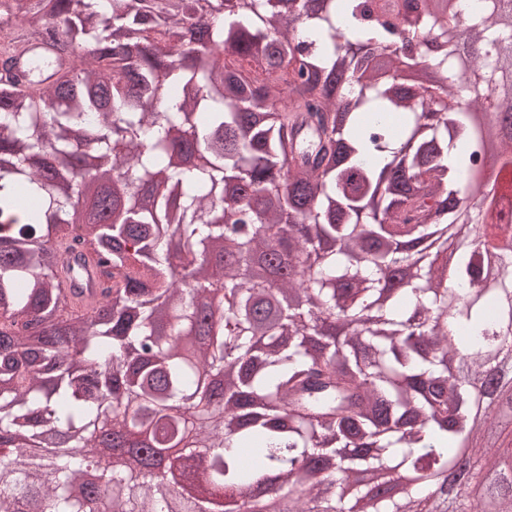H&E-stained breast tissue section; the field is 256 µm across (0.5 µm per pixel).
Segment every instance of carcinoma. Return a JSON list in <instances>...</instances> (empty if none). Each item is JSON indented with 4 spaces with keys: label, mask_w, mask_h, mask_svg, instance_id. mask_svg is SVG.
<instances>
[{
    "label": "carcinoma",
    "mask_w": 512,
    "mask_h": 512,
    "mask_svg": "<svg viewBox=\"0 0 512 512\" xmlns=\"http://www.w3.org/2000/svg\"><path fill=\"white\" fill-rule=\"evenodd\" d=\"M6 12L61 20L79 64L44 88L0 70V512H210L208 496L269 472L288 512H351L309 481L330 458L335 475H412L372 510L420 512L479 433L448 348L422 339L468 352L477 378L512 360V241L472 233L495 215L512 226L497 183L475 176L472 119L512 116V0H0ZM361 47L391 69L364 76ZM419 64L432 77L412 91L398 71ZM80 136L112 163L89 168ZM495 140L512 170V125ZM89 181L112 218L94 200L84 234L57 233ZM70 240L106 258L90 311L60 288L58 253L45 260ZM280 250L287 275L255 273ZM333 321L351 330L325 344ZM228 362L238 375L216 400ZM174 455L199 459L206 496L164 481ZM90 467L101 486L78 494Z\"/></svg>",
    "instance_id": "carcinoma-1"
}]
</instances>
